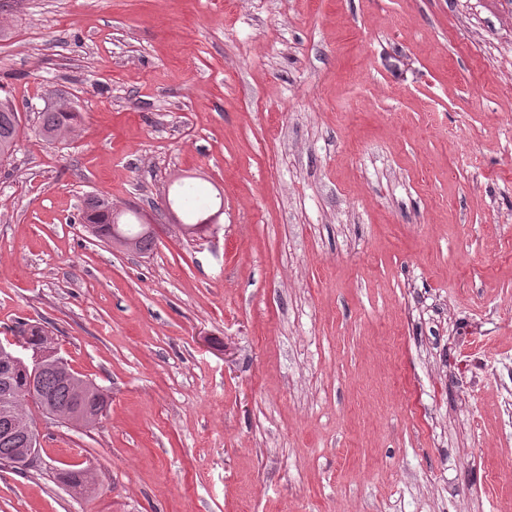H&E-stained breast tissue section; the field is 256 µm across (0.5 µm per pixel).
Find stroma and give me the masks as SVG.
<instances>
[{
    "label": "stroma",
    "instance_id": "35a3bbf8",
    "mask_svg": "<svg viewBox=\"0 0 512 512\" xmlns=\"http://www.w3.org/2000/svg\"><path fill=\"white\" fill-rule=\"evenodd\" d=\"M0 339L109 398L0 512H512V0H0ZM74 135L28 128L59 100ZM201 189L215 232L162 201ZM140 209L98 242L86 195ZM86 462L88 492L53 471ZM21 129V116L9 100H0V164L14 154ZM131 215L134 217L136 222L130 221L128 219L122 220V227L124 232L130 235L137 236L136 247L139 254H147L153 250L156 246L157 238L152 235H140L134 226L138 227L140 224V216L138 211H129L126 212L122 217H126L127 215Z\"/></svg>",
    "mask_w": 512,
    "mask_h": 512
}]
</instances>
